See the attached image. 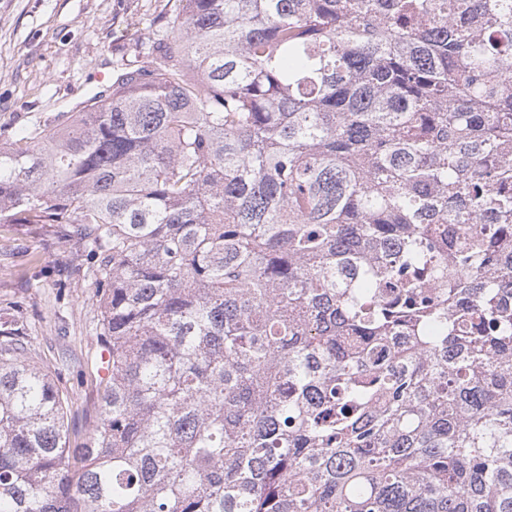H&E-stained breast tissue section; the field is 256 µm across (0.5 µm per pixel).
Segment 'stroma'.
<instances>
[{
  "label": "stroma",
  "instance_id": "obj_1",
  "mask_svg": "<svg viewBox=\"0 0 512 512\" xmlns=\"http://www.w3.org/2000/svg\"><path fill=\"white\" fill-rule=\"evenodd\" d=\"M172 0H0V143L56 123L97 89V68L134 59L166 29ZM76 257L53 224H0V303H18L34 360L73 404L72 443L96 413L89 373L101 346L92 289L69 280Z\"/></svg>",
  "mask_w": 512,
  "mask_h": 512
}]
</instances>
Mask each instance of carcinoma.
Returning a JSON list of instances; mask_svg holds the SVG:
<instances>
[{
	"instance_id": "obj_1",
	"label": "carcinoma",
	"mask_w": 512,
	"mask_h": 512,
	"mask_svg": "<svg viewBox=\"0 0 512 512\" xmlns=\"http://www.w3.org/2000/svg\"><path fill=\"white\" fill-rule=\"evenodd\" d=\"M0 144L111 353L0 307V512H512V0H181Z\"/></svg>"
}]
</instances>
